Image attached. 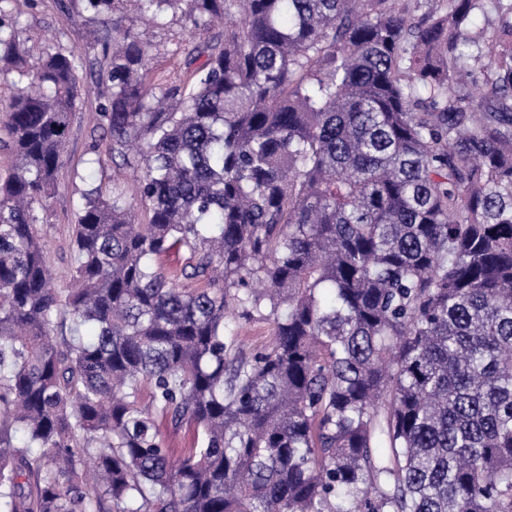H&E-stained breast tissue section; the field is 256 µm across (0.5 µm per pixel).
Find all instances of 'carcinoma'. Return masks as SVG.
I'll return each mask as SVG.
<instances>
[{
    "label": "carcinoma",
    "instance_id": "obj_1",
    "mask_svg": "<svg viewBox=\"0 0 512 512\" xmlns=\"http://www.w3.org/2000/svg\"><path fill=\"white\" fill-rule=\"evenodd\" d=\"M86 2L224 38L155 92L96 30L136 204L81 192L62 295L35 211L82 64L0 8V512H512V0ZM230 310L272 342L231 354Z\"/></svg>",
    "mask_w": 512,
    "mask_h": 512
}]
</instances>
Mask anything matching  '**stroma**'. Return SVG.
<instances>
[{
  "label": "stroma",
  "mask_w": 512,
  "mask_h": 512,
  "mask_svg": "<svg viewBox=\"0 0 512 512\" xmlns=\"http://www.w3.org/2000/svg\"><path fill=\"white\" fill-rule=\"evenodd\" d=\"M7 8L18 20L16 37L28 48L30 57L61 47L86 62L79 72L81 96L73 114L68 150L58 171V191L47 208L36 211L37 228L46 243L54 284L64 288L74 268V206L88 186H111L120 173L109 152V142L102 139L97 127L103 90V74L98 65L101 48L82 36L83 31L98 26L99 21L86 10L84 0H9ZM223 32L219 24L197 32L180 15L168 14L163 28L150 31L157 82L173 80L183 72L187 46L220 41Z\"/></svg>",
  "instance_id": "obj_1"
}]
</instances>
